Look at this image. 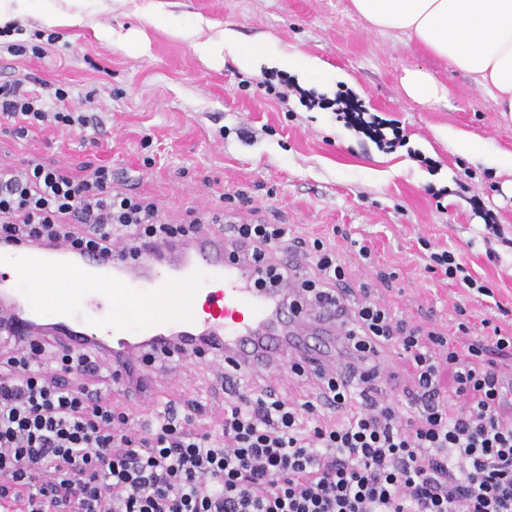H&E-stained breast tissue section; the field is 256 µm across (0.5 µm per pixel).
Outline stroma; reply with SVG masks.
<instances>
[{
	"instance_id": "35a3bbf8",
	"label": "stroma",
	"mask_w": 512,
	"mask_h": 512,
	"mask_svg": "<svg viewBox=\"0 0 512 512\" xmlns=\"http://www.w3.org/2000/svg\"><path fill=\"white\" fill-rule=\"evenodd\" d=\"M85 22L47 30L31 16L19 30L0 29V82L36 77L72 85L74 108H88L95 143L54 128L27 136L0 125V163L30 157L64 163L72 174L110 163L119 188L154 201L166 222L193 212L256 215L290 225L295 235L335 246L350 287L369 288L397 316L453 336L459 350L479 342L490 362L508 364L491 343L494 326L512 324V172L497 160L512 154V120L464 73L422 57L406 37L371 29L351 0H54ZM173 26L199 28L194 39ZM227 27L245 37L268 35L288 52L315 56L346 71L352 95L401 128L405 146L377 147L337 121L329 109H307L297 96L281 103L241 79L232 58L208 65L201 46ZM11 43L25 45L15 56ZM44 54L33 53V46ZM420 63L449 89L428 107L403 94L401 68ZM92 104H85L86 93ZM480 140L474 158L445 135ZM492 212L504 237L488 257L479 209ZM368 245L371 260L358 244ZM453 251L493 294H469L427 268V249ZM465 317H458L457 308ZM466 321L467 332L457 324ZM150 400H196L218 406L224 395L209 361L179 362Z\"/></svg>"
}]
</instances>
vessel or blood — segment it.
Returning <instances> with one entry per match:
<instances>
[{"label": "vessel or blood", "mask_w": 512, "mask_h": 512, "mask_svg": "<svg viewBox=\"0 0 512 512\" xmlns=\"http://www.w3.org/2000/svg\"><path fill=\"white\" fill-rule=\"evenodd\" d=\"M228 252L223 240L199 238L173 259L129 263L2 240L0 329L22 347L43 324L69 349L111 353L112 385L126 396L132 380L171 378L169 370L146 368L149 351L201 349L238 375L281 377L292 355L304 370L332 369L338 325L321 329L313 314L292 308L287 289L256 287ZM58 268L69 269L74 283L62 300L49 279Z\"/></svg>", "instance_id": "vessel-or-blood-1"}]
</instances>
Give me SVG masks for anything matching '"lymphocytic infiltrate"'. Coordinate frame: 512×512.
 Listing matches in <instances>:
<instances>
[{
    "label": "lymphocytic infiltrate",
    "mask_w": 512,
    "mask_h": 512,
    "mask_svg": "<svg viewBox=\"0 0 512 512\" xmlns=\"http://www.w3.org/2000/svg\"><path fill=\"white\" fill-rule=\"evenodd\" d=\"M70 99L69 87L17 79L0 85V118L20 135L84 132L91 118ZM302 99L380 147L403 143L347 92ZM113 181L108 164L79 176L35 157L1 164L0 239L102 255L122 243L136 260L218 225L270 282L336 315L345 328L337 367L319 374L312 400L228 384L213 426L197 424L189 401L145 422L106 398L101 351H64L48 333L19 348L1 334L0 512H512V377L485 362L482 346L459 352L452 337L352 300L321 239L284 224H228L220 213L168 224L153 201ZM395 347L411 370L398 396L381 374Z\"/></svg>",
    "instance_id": "lymphocytic-infiltrate-1"
}]
</instances>
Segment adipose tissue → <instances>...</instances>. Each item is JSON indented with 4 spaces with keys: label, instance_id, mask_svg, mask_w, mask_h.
<instances>
[{
    "label": "adipose tissue",
    "instance_id": "1",
    "mask_svg": "<svg viewBox=\"0 0 512 512\" xmlns=\"http://www.w3.org/2000/svg\"><path fill=\"white\" fill-rule=\"evenodd\" d=\"M354 11L373 29L398 32L414 42L421 55L445 62L468 75L492 95L498 112L512 117V0H351ZM38 13L48 28L82 24L80 14H63L34 0H0V19ZM211 62L232 56L242 69L256 65L280 71L325 76L318 58L287 52L274 40L242 41L230 28L208 45ZM400 87L409 99L434 105L448 89L426 67H403Z\"/></svg>",
    "mask_w": 512,
    "mask_h": 512
}]
</instances>
